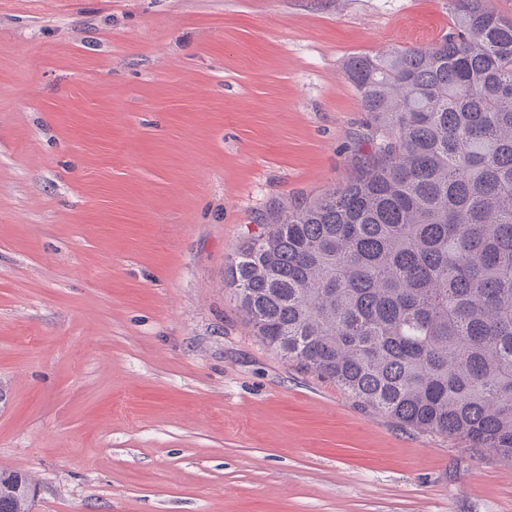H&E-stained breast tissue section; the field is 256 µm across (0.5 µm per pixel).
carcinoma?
Masks as SVG:
<instances>
[{
    "label": "carcinoma",
    "instance_id": "1",
    "mask_svg": "<svg viewBox=\"0 0 512 512\" xmlns=\"http://www.w3.org/2000/svg\"><path fill=\"white\" fill-rule=\"evenodd\" d=\"M352 58L367 120L340 187L255 217L224 286L267 346L421 433L512 460V17ZM0 468V512H32Z\"/></svg>",
    "mask_w": 512,
    "mask_h": 512
}]
</instances>
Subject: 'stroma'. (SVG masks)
I'll return each instance as SVG.
<instances>
[{
	"mask_svg": "<svg viewBox=\"0 0 512 512\" xmlns=\"http://www.w3.org/2000/svg\"><path fill=\"white\" fill-rule=\"evenodd\" d=\"M446 0H0V466L33 512H512V461L253 336L224 266L344 183L349 58Z\"/></svg>",
	"mask_w": 512,
	"mask_h": 512,
	"instance_id": "35a3bbf8",
	"label": "stroma"
}]
</instances>
